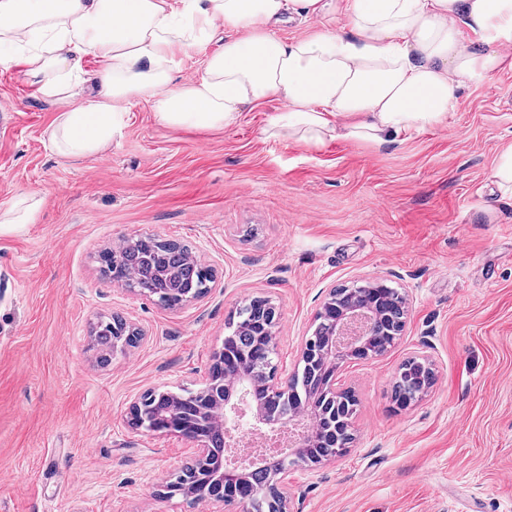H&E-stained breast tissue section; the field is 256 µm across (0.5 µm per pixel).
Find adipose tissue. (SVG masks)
Masks as SVG:
<instances>
[{
    "label": "adipose tissue",
    "instance_id": "1",
    "mask_svg": "<svg viewBox=\"0 0 512 512\" xmlns=\"http://www.w3.org/2000/svg\"><path fill=\"white\" fill-rule=\"evenodd\" d=\"M343 11L352 32L276 34ZM218 37L200 76L181 80L178 59ZM511 44L512 0H0V67H21L62 105L48 140L74 160L104 151L140 99L159 124L196 130L275 100L273 136L380 148L442 123L457 90L499 69ZM88 56L100 63L89 79Z\"/></svg>",
    "mask_w": 512,
    "mask_h": 512
}]
</instances>
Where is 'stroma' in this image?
<instances>
[{
  "mask_svg": "<svg viewBox=\"0 0 512 512\" xmlns=\"http://www.w3.org/2000/svg\"><path fill=\"white\" fill-rule=\"evenodd\" d=\"M281 105L217 130L129 108L104 154L68 160L60 108L0 69V205L33 193L36 221L0 236V512H204L167 485L191 459L138 431L146 390L200 389L237 309L277 315V368L295 371L330 289L383 281L407 299L384 355L349 361L359 400L346 456L286 476L292 512H512V199L492 174L512 144V65L458 91L444 123L377 149L267 136ZM153 235L187 244L215 280L166 309L105 276V249ZM120 316L145 338L101 361L92 328ZM435 383L401 408L400 365Z\"/></svg>",
  "mask_w": 512,
  "mask_h": 512,
  "instance_id": "1",
  "label": "stroma"
}]
</instances>
